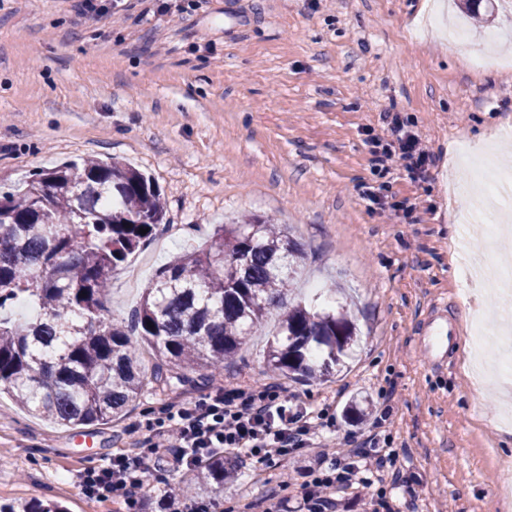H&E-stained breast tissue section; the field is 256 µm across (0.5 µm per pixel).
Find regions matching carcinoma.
<instances>
[{"label":"carcinoma","mask_w":512,"mask_h":512,"mask_svg":"<svg viewBox=\"0 0 512 512\" xmlns=\"http://www.w3.org/2000/svg\"><path fill=\"white\" fill-rule=\"evenodd\" d=\"M164 217L155 184L114 160L39 170L20 193L0 186V384L19 404L60 426L119 418L148 381L163 380V365L144 364L141 344L176 368L212 372L285 306L267 351L272 372L308 381L345 364L352 318L287 305L285 270L300 250L287 230L253 217L174 259L145 288L131 324L112 323L104 304L112 274ZM19 304L39 315L13 318ZM232 468L210 461L194 491L224 487ZM0 512L67 508L34 498Z\"/></svg>","instance_id":"obj_1"}]
</instances>
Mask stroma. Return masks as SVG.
Segmentation results:
<instances>
[{"label":"stroma","instance_id":"35a3bbf8","mask_svg":"<svg viewBox=\"0 0 512 512\" xmlns=\"http://www.w3.org/2000/svg\"><path fill=\"white\" fill-rule=\"evenodd\" d=\"M127 0L84 14L76 0H0V185L97 156L135 165L159 187L166 222L112 276L107 315L127 323L157 271L248 215L288 225L304 254L293 295L347 308L355 355L324 380L286 381L326 410L325 437L344 448L377 432L405 483L380 491L399 512H512L499 462L512 459L506 395L480 382L471 349L479 307L460 269L459 238L479 236L464 192L477 156L512 146V23L477 66L442 29L419 35L432 0ZM398 113L431 147L418 180L374 167L367 142ZM382 191L369 205L364 189ZM417 200L416 210L401 207ZM447 303L459 341L446 369L430 363L423 327ZM271 312L218 375L167 369L123 416L91 424L93 444L0 392V504L33 497L69 512H115L76 476L148 436L168 401L216 383L260 388L278 322ZM386 413L382 425L374 418ZM291 461L251 465L202 497L211 512H264Z\"/></svg>","mask_w":512,"mask_h":512}]
</instances>
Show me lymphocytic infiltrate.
Wrapping results in <instances>:
<instances>
[{
  "mask_svg": "<svg viewBox=\"0 0 512 512\" xmlns=\"http://www.w3.org/2000/svg\"><path fill=\"white\" fill-rule=\"evenodd\" d=\"M371 142L373 162L385 171L400 161L415 173L434 160L422 138L406 130L395 115ZM164 415L167 427L138 439L136 448L80 473L87 497L112 501L117 512H146V498L133 497L131 491L145 487L146 461L156 454L196 471L218 457L243 467L254 462L271 465L314 449L301 470L304 482H283L281 496L270 501L266 512H350L357 504L373 512L375 480L402 479L393 453L373 435H364L343 450L328 447L324 412L310 410L298 394L277 381L259 390L218 386L204 397L171 402Z\"/></svg>",
  "mask_w": 512,
  "mask_h": 512,
  "instance_id": "f902f5d3",
  "label": "lymphocytic infiltrate"
}]
</instances>
